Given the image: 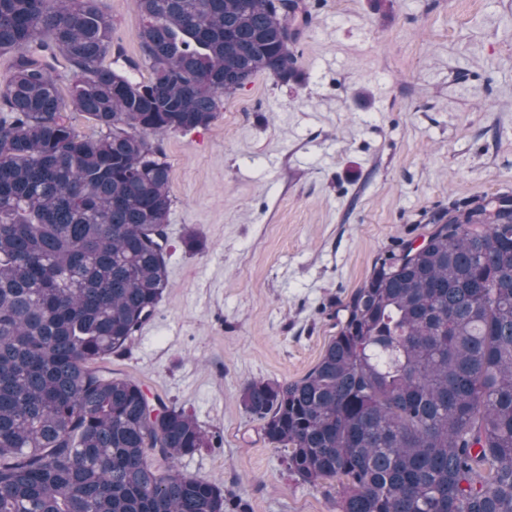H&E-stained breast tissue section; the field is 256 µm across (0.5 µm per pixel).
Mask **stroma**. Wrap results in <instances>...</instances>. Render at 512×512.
<instances>
[{
    "label": "stroma",
    "instance_id": "35a3bbf8",
    "mask_svg": "<svg viewBox=\"0 0 512 512\" xmlns=\"http://www.w3.org/2000/svg\"><path fill=\"white\" fill-rule=\"evenodd\" d=\"M99 4L138 56L136 0ZM296 54L299 82L257 75L208 127L160 138L172 286L106 362L196 418L214 445L179 469L248 512H337L339 488L288 474L243 386L304 377L396 238L512 191V0H320Z\"/></svg>",
    "mask_w": 512,
    "mask_h": 512
}]
</instances>
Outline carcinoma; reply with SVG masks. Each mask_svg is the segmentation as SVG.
Instances as JSON below:
<instances>
[{"label": "carcinoma", "instance_id": "obj_1", "mask_svg": "<svg viewBox=\"0 0 512 512\" xmlns=\"http://www.w3.org/2000/svg\"><path fill=\"white\" fill-rule=\"evenodd\" d=\"M96 0H0V512H231L177 469L192 415L99 366L170 287L159 137L207 127L259 73L300 77L307 0H136L135 81ZM66 69L61 85L56 67ZM94 123L79 134L65 112ZM398 239L313 369L240 394L339 512H512V192Z\"/></svg>", "mask_w": 512, "mask_h": 512}]
</instances>
